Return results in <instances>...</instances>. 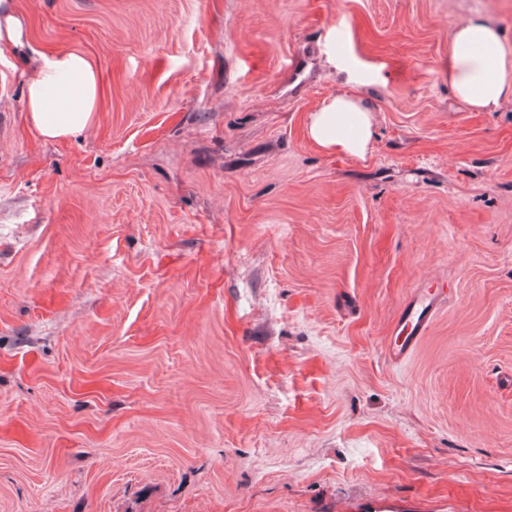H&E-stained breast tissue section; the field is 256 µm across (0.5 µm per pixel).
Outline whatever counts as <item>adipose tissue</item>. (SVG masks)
<instances>
[{
	"label": "adipose tissue",
	"mask_w": 512,
	"mask_h": 512,
	"mask_svg": "<svg viewBox=\"0 0 512 512\" xmlns=\"http://www.w3.org/2000/svg\"><path fill=\"white\" fill-rule=\"evenodd\" d=\"M448 85L456 99L480 112L512 100L499 31L482 17L459 24L452 37ZM12 56L19 72L32 127L43 138L77 136L93 122L98 74L84 55H48L26 39L25 25L9 0H0V58ZM375 116L368 101L339 92L312 111L307 120L311 141L329 153L364 158L373 138Z\"/></svg>",
	"instance_id": "ef3b65f1"
}]
</instances>
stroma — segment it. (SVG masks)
<instances>
[{"instance_id":"1","label":"stroma","mask_w":512,"mask_h":512,"mask_svg":"<svg viewBox=\"0 0 512 512\" xmlns=\"http://www.w3.org/2000/svg\"><path fill=\"white\" fill-rule=\"evenodd\" d=\"M12 2L98 96L43 139L0 59V512H512V101L448 87L512 0ZM373 112L369 102L361 96L339 92L309 114L307 134L328 153L362 159L373 138ZM446 295V288H423L406 303L393 327V342L388 351L393 362H403L414 351Z\"/></svg>"}]
</instances>
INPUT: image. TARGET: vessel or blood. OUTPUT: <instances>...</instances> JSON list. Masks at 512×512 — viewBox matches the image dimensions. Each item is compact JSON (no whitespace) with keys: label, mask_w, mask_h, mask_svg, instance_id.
Segmentation results:
<instances>
[{"label":"vessel or blood","mask_w":512,"mask_h":512,"mask_svg":"<svg viewBox=\"0 0 512 512\" xmlns=\"http://www.w3.org/2000/svg\"><path fill=\"white\" fill-rule=\"evenodd\" d=\"M445 297L446 291L443 288H424L406 303L393 327V341L388 351L393 362H403L414 351L429 330Z\"/></svg>","instance_id":"obj_1"}]
</instances>
